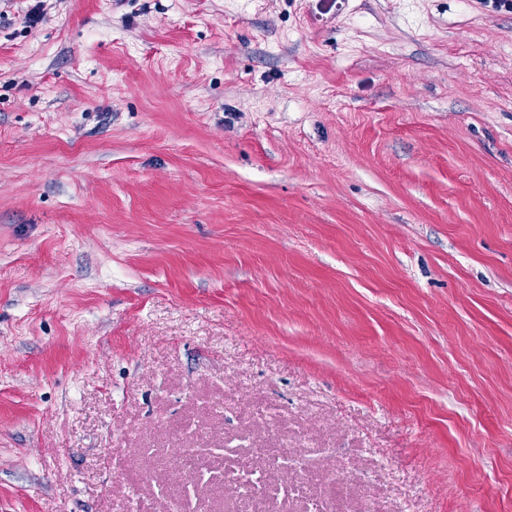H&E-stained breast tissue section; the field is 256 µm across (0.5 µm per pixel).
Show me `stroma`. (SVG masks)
Wrapping results in <instances>:
<instances>
[{
	"label": "stroma",
	"instance_id": "stroma-1",
	"mask_svg": "<svg viewBox=\"0 0 512 512\" xmlns=\"http://www.w3.org/2000/svg\"><path fill=\"white\" fill-rule=\"evenodd\" d=\"M186 448L512 512V10L0 0V512H171ZM307 450L304 448H296L293 452H289L288 456L284 454L281 448H270L267 465L273 469H291L293 464L296 468L307 467L306 462Z\"/></svg>",
	"mask_w": 512,
	"mask_h": 512
}]
</instances>
